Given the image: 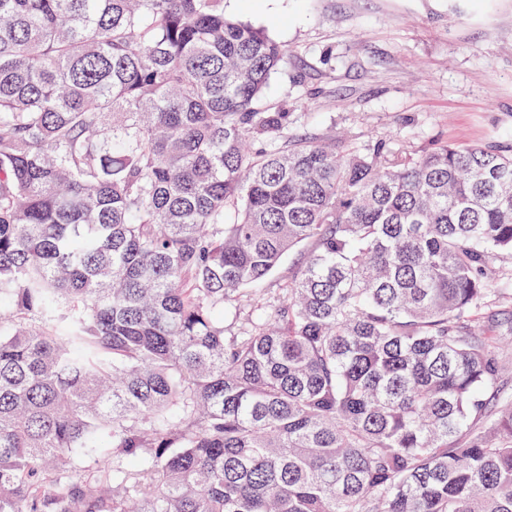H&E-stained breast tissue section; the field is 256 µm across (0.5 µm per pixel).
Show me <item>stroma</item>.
Segmentation results:
<instances>
[{"label": "stroma", "instance_id": "1", "mask_svg": "<svg viewBox=\"0 0 512 512\" xmlns=\"http://www.w3.org/2000/svg\"><path fill=\"white\" fill-rule=\"evenodd\" d=\"M289 50L264 96L293 134L512 143V0H224Z\"/></svg>", "mask_w": 512, "mask_h": 512}]
</instances>
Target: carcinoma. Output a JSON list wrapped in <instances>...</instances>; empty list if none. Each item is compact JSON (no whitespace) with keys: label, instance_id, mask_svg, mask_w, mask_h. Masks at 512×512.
Returning <instances> with one entry per match:
<instances>
[{"label":"carcinoma","instance_id":"obj_1","mask_svg":"<svg viewBox=\"0 0 512 512\" xmlns=\"http://www.w3.org/2000/svg\"><path fill=\"white\" fill-rule=\"evenodd\" d=\"M287 61L0 0V512H512V145L286 136Z\"/></svg>","mask_w":512,"mask_h":512}]
</instances>
